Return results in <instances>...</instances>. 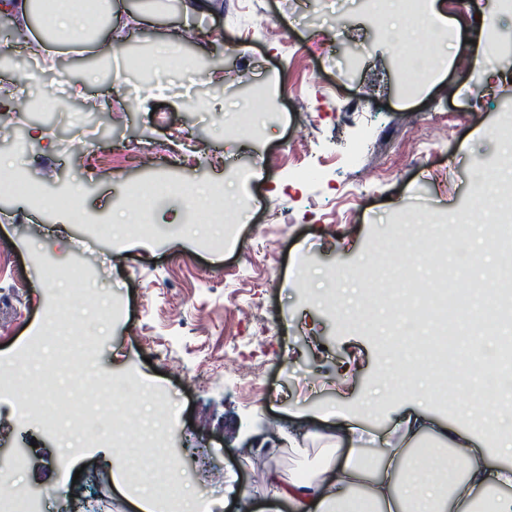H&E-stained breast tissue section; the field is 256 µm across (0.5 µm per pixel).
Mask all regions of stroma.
Returning <instances> with one entry per match:
<instances>
[{
	"mask_svg": "<svg viewBox=\"0 0 512 512\" xmlns=\"http://www.w3.org/2000/svg\"><path fill=\"white\" fill-rule=\"evenodd\" d=\"M211 3L194 16L182 0H112L116 55L106 65L69 45L49 67L43 52L0 37V105L24 93L51 99L0 129V363L34 349L58 364L55 386L73 398L67 413L32 400L21 417L14 391L0 392V477L22 488L24 512H135L113 480L124 457L157 476L176 467V490L208 495L214 512H225L224 483L236 479L244 497L234 512H253L267 471L318 469L326 443L312 439L311 415L359 411L376 447L399 410L419 406L463 430L487 394L477 379L460 408L434 399L435 370L420 358L428 321L401 336L391 316L397 290L436 275L406 226L424 235L465 211L490 240L500 188L512 185L502 163L512 135L499 133L512 114V14L499 0H438L454 20L442 49L461 58L422 78L407 66L410 43L395 47L364 0ZM339 26L362 36L361 61L351 43L325 41ZM191 27L202 40L181 44L177 66L162 62L159 44ZM477 46L500 52L495 78L464 65ZM128 57L137 68L124 67ZM33 69L72 82L95 71L85 95L108 105L91 114L69 90H22ZM216 71L223 82H210ZM85 139L143 144L166 162L96 166ZM433 139L445 152L417 157ZM478 164L490 170L479 190ZM238 170L252 180L239 182ZM16 179L40 182L42 198L17 196ZM357 183L374 193L355 203ZM72 192L77 210L54 205ZM228 204L238 223L226 244L211 216ZM138 207L148 232L129 227ZM76 291L77 319L98 342L90 360L64 365L48 315ZM395 338L415 361L404 376ZM106 378L126 385V424L151 419L164 447L84 446L73 422L100 406ZM146 383L162 392L172 427Z\"/></svg>",
	"mask_w": 512,
	"mask_h": 512,
	"instance_id": "35a3bbf8",
	"label": "stroma"
}]
</instances>
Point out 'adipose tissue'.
<instances>
[{"mask_svg":"<svg viewBox=\"0 0 512 512\" xmlns=\"http://www.w3.org/2000/svg\"><path fill=\"white\" fill-rule=\"evenodd\" d=\"M0 9L26 18L38 13L41 30L49 42L83 37L96 12L84 0H51L45 11L35 0H0ZM332 426L325 438L330 444L319 469L309 477L281 480L267 474L269 498L258 512H478L477 504L489 488L512 485V470L490 471L485 448L466 432L449 433L421 408L402 412L396 423L397 438L380 448H355L339 457L337 447L356 427L343 412H331ZM433 437L430 456L436 457L442 478L423 483L411 464L414 445Z\"/></svg>","mask_w":512,"mask_h":512,"instance_id":"obj_1","label":"adipose tissue"}]
</instances>
